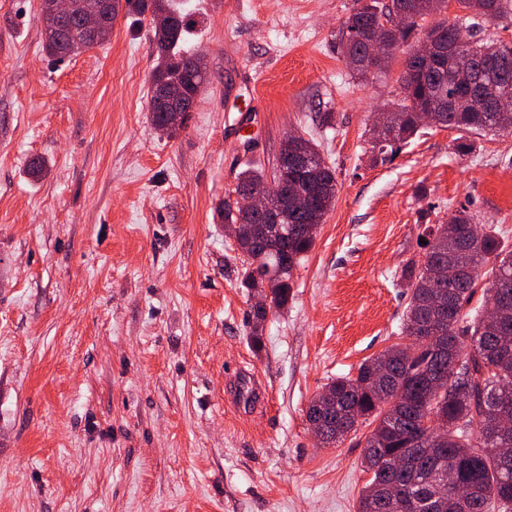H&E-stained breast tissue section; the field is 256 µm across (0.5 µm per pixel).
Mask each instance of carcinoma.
<instances>
[{
  "mask_svg": "<svg viewBox=\"0 0 512 512\" xmlns=\"http://www.w3.org/2000/svg\"><path fill=\"white\" fill-rule=\"evenodd\" d=\"M447 0H355L353 12L344 21L340 49L351 72L364 75L354 66L366 52L359 40L386 12L402 7L408 21L392 36L407 43L415 30L446 6ZM464 15L455 24L470 32L461 46L472 64L481 66L501 56L512 57V42L487 39L484 24L504 13L506 0H455ZM146 12L167 13L178 18L164 35L155 34L159 51L149 75L150 97L162 81L178 80L199 96L204 84V62L198 55L182 53L179 46L188 21L169 0H110L104 20L112 25L120 4ZM43 50L64 60L90 48L79 19L67 29L42 33ZM179 57V67L170 58ZM448 59L435 63L428 73L404 65L399 76L402 91L393 104L395 135L372 143L376 159H393L401 144L415 136L422 123L421 108L437 107L439 94L448 85ZM512 95V71L490 83L488 102H463L449 112L439 113L438 126L479 133H512V112H493L490 101ZM314 169L309 192L316 207L326 214L336 198V179L311 140L306 141ZM244 188L261 189L268 180L258 168L247 167L237 177ZM268 241L257 242L245 235L238 241L244 256L241 285L255 287L253 262L264 268L279 267L282 274L272 283L274 309L288 307L292 297V272L315 244L304 211L288 208V222L274 224ZM501 231L474 223L465 206H460L446 224H426L421 238L426 241L423 260H407L400 274L409 302L404 315L403 335L410 342L397 344L383 354L364 361L354 376H342L326 385L331 403L313 400L307 416L325 428L324 446L334 447L354 430L358 420L373 425L366 436L362 465L371 479L359 497L357 512H438L433 495L439 471L453 470L461 483L472 490L465 512H512V461L504 463L495 449L512 448V250L500 238ZM432 264L448 268V277L430 281L426 271ZM489 278L488 301L496 308L494 320L486 315L469 317L464 311L479 279ZM250 341L262 347L267 315L250 308ZM438 426L432 425L433 419Z\"/></svg>",
  "mask_w": 512,
  "mask_h": 512,
  "instance_id": "carcinoma-1",
  "label": "carcinoma"
}]
</instances>
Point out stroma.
Masks as SVG:
<instances>
[{"label":"stroma","mask_w":512,"mask_h":512,"mask_svg":"<svg viewBox=\"0 0 512 512\" xmlns=\"http://www.w3.org/2000/svg\"><path fill=\"white\" fill-rule=\"evenodd\" d=\"M178 7L207 81L171 138L149 121L147 17L121 9L57 61L39 0H0V512H356L370 428L321 447L311 399L406 343L399 272L421 224L464 205L512 243V134L427 126L374 163L402 61L352 76L354 0ZM292 132L335 169L336 201L257 349L221 204ZM253 377L264 404H230Z\"/></svg>","instance_id":"stroma-1"}]
</instances>
